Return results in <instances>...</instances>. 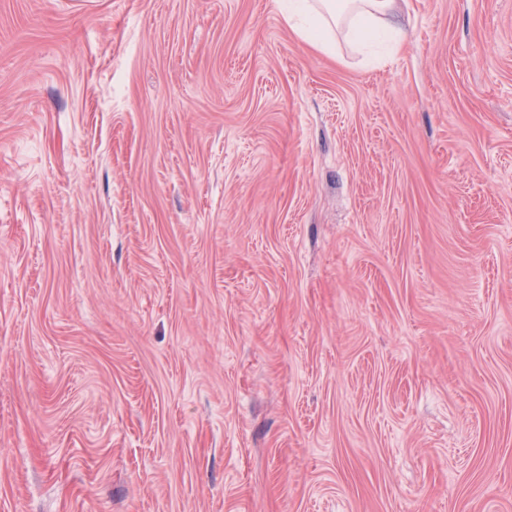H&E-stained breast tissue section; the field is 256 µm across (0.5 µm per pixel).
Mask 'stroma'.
I'll return each mask as SVG.
<instances>
[{"mask_svg":"<svg viewBox=\"0 0 512 512\" xmlns=\"http://www.w3.org/2000/svg\"><path fill=\"white\" fill-rule=\"evenodd\" d=\"M0 0V512H512V0ZM392 0H292L288 3V21L305 16L307 25L300 36L326 52L333 50L336 30L361 47L371 42H386L399 33L385 23Z\"/></svg>","mask_w":512,"mask_h":512,"instance_id":"obj_1","label":"stroma"}]
</instances>
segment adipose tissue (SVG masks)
Here are the masks:
<instances>
[{"label":"adipose tissue","mask_w":512,"mask_h":512,"mask_svg":"<svg viewBox=\"0 0 512 512\" xmlns=\"http://www.w3.org/2000/svg\"><path fill=\"white\" fill-rule=\"evenodd\" d=\"M391 0H289L288 16L305 17L300 36L324 51H332L337 31L361 47L372 42L396 39L385 23Z\"/></svg>","instance_id":"1"}]
</instances>
